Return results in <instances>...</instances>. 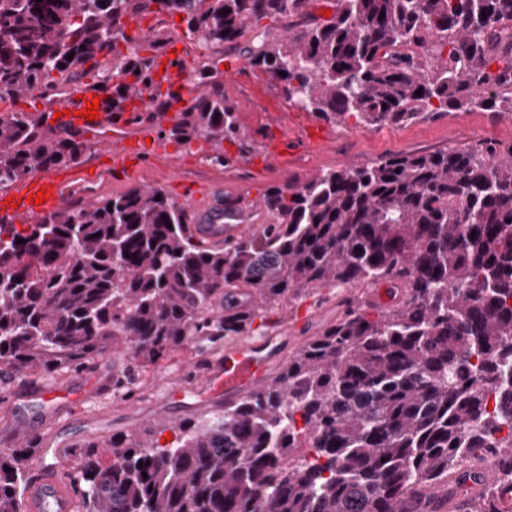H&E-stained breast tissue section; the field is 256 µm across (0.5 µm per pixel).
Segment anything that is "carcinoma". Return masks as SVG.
I'll return each mask as SVG.
<instances>
[{
  "label": "carcinoma",
  "mask_w": 512,
  "mask_h": 512,
  "mask_svg": "<svg viewBox=\"0 0 512 512\" xmlns=\"http://www.w3.org/2000/svg\"><path fill=\"white\" fill-rule=\"evenodd\" d=\"M311 4L0 0V189L91 151L16 108L27 93L59 103L82 85L112 112L143 99L145 51L166 39L127 33L142 13L181 15L207 55L195 104L165 132L178 144L236 138L214 63L246 33L248 64L332 125L512 112V0H333L329 19ZM168 106L153 94L138 111ZM263 216L204 246L185 206L139 183L21 229L0 221V364L22 376L128 348L116 386L130 389L180 350L253 335L309 290L389 288L387 306L344 297L271 382L181 424L174 445L116 434L74 451L64 477L84 512H512V143L290 176ZM30 451H0V512H23ZM479 486L477 503L457 499Z\"/></svg>",
  "instance_id": "obj_1"
}]
</instances>
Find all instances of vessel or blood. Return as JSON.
<instances>
[{
	"label": "vessel or blood",
	"mask_w": 512,
	"mask_h": 512,
	"mask_svg": "<svg viewBox=\"0 0 512 512\" xmlns=\"http://www.w3.org/2000/svg\"><path fill=\"white\" fill-rule=\"evenodd\" d=\"M153 66L155 84L175 98L173 111L191 103L199 87L186 67L183 34L171 36L165 49L155 56ZM90 100V91L73 89L62 102L63 117L49 112L45 118L57 129L82 132L95 145L92 160L64 170L39 171L1 191L0 219L40 222L56 213L74 189L94 185L103 178L118 184L143 178L148 157L169 152L168 143L158 132L141 133L136 113L102 112L94 121H87L80 112ZM326 144V139L299 136L279 127L276 139L261 137L259 149L249 162L250 172L254 179L264 180L287 169L292 159L306 149H322ZM42 189L48 192L46 202L30 203V196ZM185 206L192 218L189 231L195 240L231 244L250 229L245 219L225 223L224 186L220 182L186 186ZM281 355L282 339L278 336L225 347L209 363L204 384L195 392L199 405L237 401L269 380L271 368ZM24 512H76V501L71 488L52 469L40 466L33 470L27 484Z\"/></svg>",
	"instance_id": "1"
}]
</instances>
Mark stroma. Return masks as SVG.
I'll return each instance as SVG.
<instances>
[{
	"label": "stroma",
	"instance_id": "stroma-1",
	"mask_svg": "<svg viewBox=\"0 0 512 512\" xmlns=\"http://www.w3.org/2000/svg\"><path fill=\"white\" fill-rule=\"evenodd\" d=\"M226 65L222 75L224 89L231 92L235 106L245 107L248 118L238 140L224 143L220 150L233 159H243L253 150L256 139L269 127L271 113L281 115L292 131L304 132L312 115L299 111L285 96L282 84L268 80L258 69L244 63L236 47L224 50ZM479 141H512V117L494 119L480 111L441 113L399 126L376 130L334 128L325 154L303 153L296 157L291 172L307 174L324 167H361L373 161L416 152H433L448 147H462ZM340 299L336 289L323 288L303 297L292 306L278 309L270 316L278 330L299 336H311L310 327L301 324L302 311H322L333 315ZM130 362L127 351L119 349L105 354L89 368L50 375L31 374L0 376V448L12 446L14 437L8 423L12 405L28 387L65 391L78 395L80 414L56 407L40 399L30 400L34 415L33 433L38 439H51L59 447L69 448L90 440H105L123 433H137L153 441H162L172 422L201 416L198 408L167 405V391L178 388L189 392L201 383L200 369L206 359L188 352H178L168 361L152 367L134 398H124L116 389L117 372Z\"/></svg>",
	"mask_w": 512,
	"mask_h": 512
}]
</instances>
